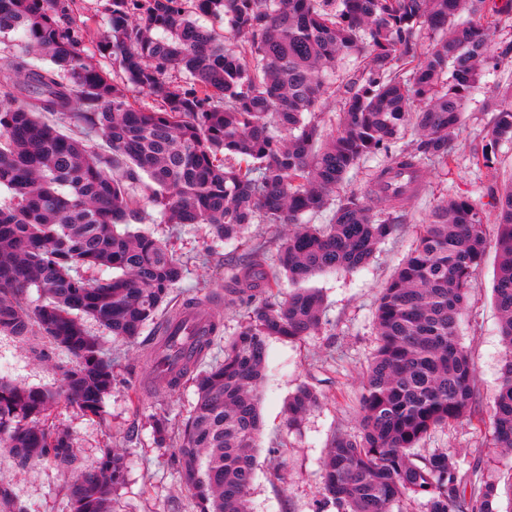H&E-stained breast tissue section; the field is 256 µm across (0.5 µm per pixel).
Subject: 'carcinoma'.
<instances>
[{
  "mask_svg": "<svg viewBox=\"0 0 512 512\" xmlns=\"http://www.w3.org/2000/svg\"><path fill=\"white\" fill-rule=\"evenodd\" d=\"M82 0H0V40L25 44L0 84V334L65 354L59 390L0 379V448L27 466L52 462L73 474L70 512H112L127 472L125 452L105 448L85 464L71 434L49 416L60 397L100 416L115 379L112 360L85 319L134 342L158 319L185 269L162 241L120 231L146 219L140 193L165 224H203L215 242L248 224L288 226L276 254H244L224 285V304L248 306L224 343V359L197 370L210 347L169 377L194 383L180 431L154 420L158 445L175 443L180 478L198 512H249L261 430L259 402L271 338L319 330L314 288L280 299V276L358 271L403 221L424 167L447 166L463 100L486 75L491 36L512 0H106L97 45L85 44ZM196 14L223 26L199 24ZM361 57L337 87L335 133L318 121L337 64ZM485 108L493 119L476 165L512 143V87ZM72 123L80 134H67ZM416 145L390 155L363 193L334 197L350 172L385 150L405 126ZM99 136L104 153L85 138ZM499 258L493 293L504 364L492 445L512 449V186L492 183ZM330 211L328 223L304 222ZM485 252V224L465 196L436 206L410 255L385 284L376 313L378 348L363 377L359 431L335 434L322 468L323 498L336 512H393L404 499L427 512H499L497 486L467 492L448 453L413 449L440 425L471 420L475 372L458 336L460 316ZM81 267L109 270L89 281ZM35 288L39 298H29ZM317 394L300 387L286 406L298 430ZM0 512H25L0 481Z\"/></svg>",
  "mask_w": 512,
  "mask_h": 512,
  "instance_id": "carcinoma-1",
  "label": "carcinoma"
}]
</instances>
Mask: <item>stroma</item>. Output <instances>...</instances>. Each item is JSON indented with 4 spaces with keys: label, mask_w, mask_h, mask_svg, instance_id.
Here are the masks:
<instances>
[{
    "label": "stroma",
    "mask_w": 512,
    "mask_h": 512,
    "mask_svg": "<svg viewBox=\"0 0 512 512\" xmlns=\"http://www.w3.org/2000/svg\"><path fill=\"white\" fill-rule=\"evenodd\" d=\"M510 41L512 19L502 21L493 36L490 60L497 65L496 80L466 99L447 167H429L420 191L408 205L405 223L379 246L368 268L320 274L309 280V287L318 289L324 300L321 329L296 341L270 339L261 390L257 469L249 495L251 512H336L320 494L322 461L335 433L352 434L358 429L362 376L377 345L375 312L380 293L411 252L429 212L442 200L456 196L475 200L488 222L484 263L475 274L459 322L461 343L475 368V403L471 421L436 428L422 442L419 452H447L460 464L468 487L478 488L487 481L496 483L501 492L497 502L500 512H512V497L507 494L512 487V453H501L490 444L503 347L492 292L498 255L495 209L486 194L489 183L512 180V144L502 145L489 166L479 167L472 162L473 150L489 126L490 115L482 104L497 94L499 85L512 82V57L501 55L502 45ZM137 229L165 242L184 265L186 273L173 290L174 301L179 304L190 296L205 300L206 313L221 324L207 360H222L224 341L238 332L247 309L242 305H215L208 298L223 293L232 257L254 245L276 252L287 227L252 224L237 247L224 248L219 255L214 254L205 228L198 224H164L147 219ZM87 328L104 341L115 385L104 401L101 416L83 414L62 400L53 411L56 424L72 432L84 461L96 460L105 448L126 452L129 467L116 493V512H193L191 497L180 482L177 451L157 445L153 420L163 415L171 427L180 426L195 403L194 386L187 382L171 388L158 377L153 366L159 340L155 324H148L132 343L112 339L95 322H88ZM0 379L56 388L62 375L55 362L35 358L25 343L2 335ZM303 385L316 390L320 400L302 427L292 431L285 424L284 406ZM1 479L13 485L26 512H69L67 488L73 476L53 463L21 468L2 452Z\"/></svg>",
    "instance_id": "35a3bbf8"
}]
</instances>
